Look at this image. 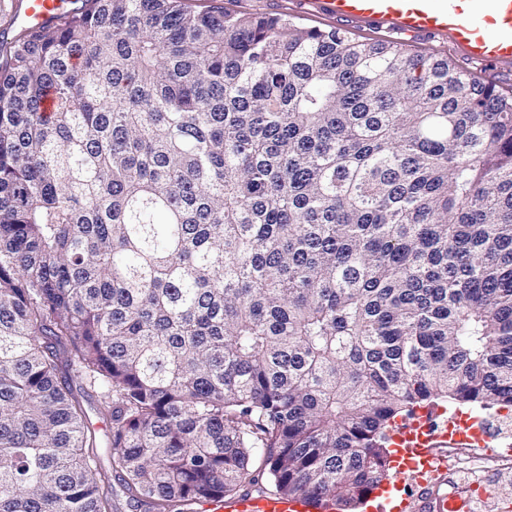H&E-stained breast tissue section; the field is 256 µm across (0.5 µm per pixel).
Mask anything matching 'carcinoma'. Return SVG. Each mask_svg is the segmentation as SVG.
Returning a JSON list of instances; mask_svg holds the SVG:
<instances>
[{
    "instance_id": "cac0c4a2",
    "label": "carcinoma",
    "mask_w": 512,
    "mask_h": 512,
    "mask_svg": "<svg viewBox=\"0 0 512 512\" xmlns=\"http://www.w3.org/2000/svg\"><path fill=\"white\" fill-rule=\"evenodd\" d=\"M55 101L52 112L43 100ZM266 478L345 512L416 408H512V101L446 58L191 0L0 40V512ZM73 392L78 395L90 428L96 432L101 448H107L110 443L109 423L104 414V403L99 391H94L78 378L70 379Z\"/></svg>"
}]
</instances>
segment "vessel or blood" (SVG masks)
<instances>
[{
    "instance_id": "vessel-or-blood-1",
    "label": "vessel or blood",
    "mask_w": 512,
    "mask_h": 512,
    "mask_svg": "<svg viewBox=\"0 0 512 512\" xmlns=\"http://www.w3.org/2000/svg\"><path fill=\"white\" fill-rule=\"evenodd\" d=\"M302 17H323L349 29H376L405 42L431 38L448 44L462 59L512 74V0H294ZM70 0H32L28 15L35 24L64 13ZM481 442L482 431L472 422L461 429L441 431L436 413L426 410L399 422L392 441V465L397 473H412L427 483L433 471L416 468L411 453L433 445L456 446L459 439ZM431 512H471L467 498H431ZM209 512H308L304 498L244 494L209 504Z\"/></svg>"
}]
</instances>
